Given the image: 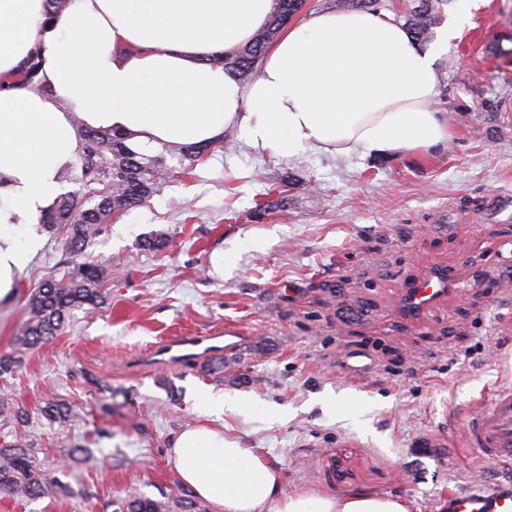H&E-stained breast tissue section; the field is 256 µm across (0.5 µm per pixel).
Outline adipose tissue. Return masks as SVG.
<instances>
[{"instance_id": "adipose-tissue-1", "label": "adipose tissue", "mask_w": 512, "mask_h": 512, "mask_svg": "<svg viewBox=\"0 0 512 512\" xmlns=\"http://www.w3.org/2000/svg\"><path fill=\"white\" fill-rule=\"evenodd\" d=\"M275 0H0V78L41 61L33 85L0 90V300L11 299L43 239L33 225L62 192L81 127L121 134L147 154L235 131L250 147L293 156L427 153L451 136L437 107L441 49L465 23L453 16L436 49L413 46L392 17L314 11L267 49L242 83L223 66L249 43ZM202 423L172 444L182 483L213 512H408L403 501L282 494L280 471L259 451L207 425L250 402L201 391Z\"/></svg>"}]
</instances>
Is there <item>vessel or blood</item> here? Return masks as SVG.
<instances>
[{
	"label": "vessel or blood",
	"instance_id": "b4317fda",
	"mask_svg": "<svg viewBox=\"0 0 512 512\" xmlns=\"http://www.w3.org/2000/svg\"><path fill=\"white\" fill-rule=\"evenodd\" d=\"M454 284L451 271H440L408 289L401 303L413 309L417 318H424ZM461 414L466 422V447L502 467L512 466V388L498 389L490 404L463 407ZM448 512H512V480L449 493Z\"/></svg>",
	"mask_w": 512,
	"mask_h": 512
}]
</instances>
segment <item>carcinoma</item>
<instances>
[{
    "instance_id": "1",
    "label": "carcinoma",
    "mask_w": 512,
    "mask_h": 512,
    "mask_svg": "<svg viewBox=\"0 0 512 512\" xmlns=\"http://www.w3.org/2000/svg\"><path fill=\"white\" fill-rule=\"evenodd\" d=\"M305 0H276V8L268 23L244 48L232 55L217 57L241 80H248L256 71L268 45L279 35L287 18L297 15ZM407 15L405 27L413 43L427 45L433 37L447 0H417ZM40 48L31 52L29 66L8 81L15 88L32 83L37 71ZM82 151L79 156L82 180L88 192L98 198L91 208L84 209L69 195L59 197L44 214L42 224L66 236L68 249L83 250L88 239L99 232L103 224L117 211L144 204L160 190L168 175V167L160 158L149 159L130 150L123 138L107 132L81 128ZM107 276V267L97 263L77 266L67 280H50L37 288L28 300L32 317L23 333L15 338L18 349H33L54 339L70 313L84 306L104 303L98 285ZM44 415L53 422L66 423L70 408L64 403H47ZM68 493L62 483L43 477L35 468L31 448L19 441L0 442V497L37 500ZM120 512H203L194 500L182 494L156 500L130 496Z\"/></svg>"
}]
</instances>
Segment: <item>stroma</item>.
Listing matches in <instances>:
<instances>
[{"mask_svg": "<svg viewBox=\"0 0 512 512\" xmlns=\"http://www.w3.org/2000/svg\"><path fill=\"white\" fill-rule=\"evenodd\" d=\"M438 68L453 136L429 155L288 158L239 141L193 161L170 148L169 181L114 214L82 256L44 231L0 302V356L18 359L0 395L30 415L19 429L0 418V440L30 444L69 493L0 499V512H116L130 496L177 494L171 443L197 422L205 388L254 402L251 419L215 424L279 468L287 494L442 512L448 492L501 478L465 447L459 409L512 387V222L487 205L512 195V0H470ZM159 234L165 249L144 248ZM80 260L107 266L104 304L17 350L31 291ZM440 268L459 289L418 327L397 301ZM185 336L219 346L223 373L171 359ZM55 401L71 410L65 424L40 413Z\"/></svg>", "mask_w": 512, "mask_h": 512, "instance_id": "obj_1", "label": "stroma"}]
</instances>
